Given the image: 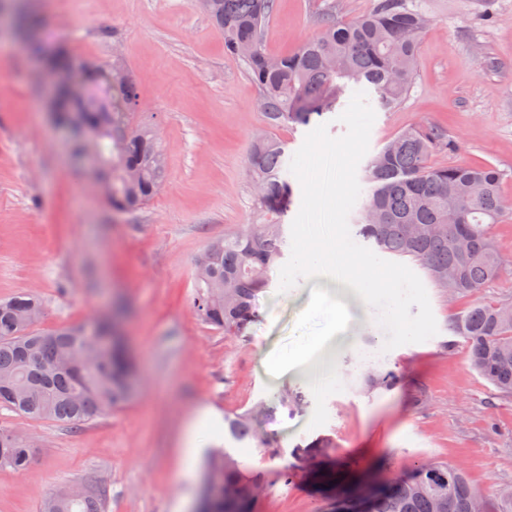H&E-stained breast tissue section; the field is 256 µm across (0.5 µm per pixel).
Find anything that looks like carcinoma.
<instances>
[{"label":"carcinoma","instance_id":"1","mask_svg":"<svg viewBox=\"0 0 512 512\" xmlns=\"http://www.w3.org/2000/svg\"><path fill=\"white\" fill-rule=\"evenodd\" d=\"M199 2L224 35V50L246 62L273 127L306 126L334 111L348 91L372 94L384 110L399 105L413 84L428 24L410 0H379L372 12L352 20L324 19L295 51L271 55L262 48L261 32L275 0ZM5 16L24 38L41 30L32 0H18L8 11L0 0V17ZM54 65L61 72L80 70L84 97L63 104L65 112L84 113L92 129L76 142V151L101 158L112 209L140 208L156 195L166 172L153 131L127 125V112L137 102L135 84L63 42L56 45ZM287 148V141L272 134L251 141L248 171L260 221L211 240L196 260L190 304L204 324L226 337L244 334L258 319V294L283 257V219L293 202L292 185L282 175ZM460 150L459 141L434 122L397 132L364 169L368 191L354 219L355 236L415 262L451 299H471L452 317L448 331L464 340L471 369L494 395L512 398V302L480 297L506 269L491 229L512 201L503 195L502 174L492 164L433 162ZM42 315L36 296L0 301V408L77 429L133 399L132 368L115 316L42 331L37 328ZM396 381L391 370L369 374L373 388L389 389ZM273 413L257 404L224 414L230 440L278 456L277 439L268 429ZM35 453L13 428L0 425V469L26 471ZM209 470L218 483L238 490L234 497L214 500L211 512H254L252 491H265L264 471L247 470L227 448L211 453ZM479 496L487 512H512V487L483 496L463 467L429 459L372 494L370 512H471ZM106 497V488L90 480L50 493L41 512H105Z\"/></svg>","mask_w":512,"mask_h":512}]
</instances>
